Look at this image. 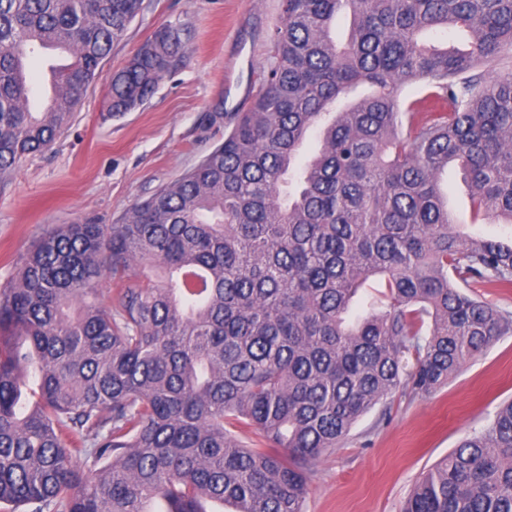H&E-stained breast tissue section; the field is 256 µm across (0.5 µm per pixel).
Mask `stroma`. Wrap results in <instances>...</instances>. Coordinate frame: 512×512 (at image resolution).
Masks as SVG:
<instances>
[{"instance_id": "35a3bbf8", "label": "stroma", "mask_w": 512, "mask_h": 512, "mask_svg": "<svg viewBox=\"0 0 512 512\" xmlns=\"http://www.w3.org/2000/svg\"><path fill=\"white\" fill-rule=\"evenodd\" d=\"M281 0H143L103 62L121 67L161 26L183 29L188 51L141 106L108 116L104 78L92 83L53 148L0 179V285L28 249L59 224L122 223L128 208L197 165L247 111L270 61ZM219 113L210 122L209 113ZM469 233L502 235L473 220L458 169L442 176ZM512 399V335L466 362L427 396L398 392L361 416L313 465L306 512H401L421 474Z\"/></svg>"}]
</instances>
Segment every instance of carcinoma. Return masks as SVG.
<instances>
[{
	"mask_svg": "<svg viewBox=\"0 0 512 512\" xmlns=\"http://www.w3.org/2000/svg\"><path fill=\"white\" fill-rule=\"evenodd\" d=\"M141 2L0 0V176L55 144ZM282 11L222 144L120 224L53 227L0 286V504L305 512L313 463L362 415L432 393L512 334V312L469 293L512 288V232L460 234L439 182L458 166L476 214L512 227V0ZM454 28L468 49L421 39ZM49 40L72 62L33 112L27 62ZM185 51L178 29L157 30L107 75L108 112L142 105ZM312 131L320 147L296 169ZM375 276L388 303L349 318ZM402 512H512V401Z\"/></svg>",
	"mask_w": 512,
	"mask_h": 512,
	"instance_id": "1",
	"label": "carcinoma"
}]
</instances>
